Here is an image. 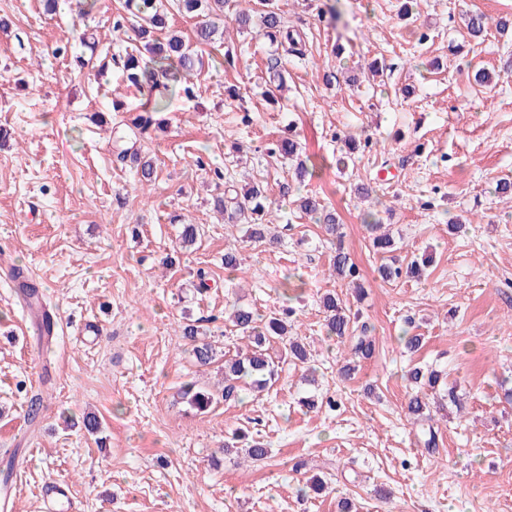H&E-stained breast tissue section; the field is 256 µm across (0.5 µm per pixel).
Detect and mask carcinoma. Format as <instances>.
<instances>
[{"label": "carcinoma", "mask_w": 512, "mask_h": 512, "mask_svg": "<svg viewBox=\"0 0 512 512\" xmlns=\"http://www.w3.org/2000/svg\"><path fill=\"white\" fill-rule=\"evenodd\" d=\"M227 3L228 0H174L168 6L164 0H124L121 11L113 16L112 27L115 30H133L142 46L123 55L113 56V61L121 66L126 86L141 92L144 100L130 109L125 102L115 99L112 108L117 112L130 113L126 126L131 131L144 136L150 134L154 125L163 127V120L155 118V115L164 111L173 92L178 90L188 98L193 97L190 77L202 64V59L182 36L163 35L168 26V7L199 18L195 28L196 41L209 44L213 42L218 29L216 19L223 16ZM235 21L241 29H254L264 39L280 45L285 55L297 58L305 56L304 41L300 35L288 29L278 7L264 3L254 16L248 10L241 9L236 12ZM489 26L490 20L485 14L475 13L469 17L467 33L473 38H481ZM300 153V144L290 137L277 141L274 147L268 149V155H279L288 160L299 157ZM119 159L133 165L140 185L152 184L156 168L152 161L141 156L139 150L128 147L120 152ZM297 207L323 225L327 234L341 236L336 213L327 209L319 197L309 194L301 196L297 200ZM214 209L224 215L226 224L250 225L248 238L251 241L261 242L265 239L266 225L260 223V220L271 213V202L263 185L255 183L237 189L231 198L225 195L217 197L214 199ZM171 223L181 224L180 247L191 246L199 239L200 225L187 222L180 215L172 216ZM377 272L385 282H393L404 276L418 278L422 275V269L415 260L404 268L382 264ZM332 276L350 280L357 276L355 264L341 247L336 249L333 257ZM320 304L326 313L327 334L350 341L346 363L341 367V373L348 377L355 372L361 360L373 356L374 340L368 336L367 325L363 324L358 329L354 327L355 321L351 319L350 310L336 294H324L320 297ZM232 326L240 333V339L246 342V349H240L235 356L224 360V386L211 391L194 382H186L181 387L180 398L200 412L220 401L238 400L240 380L244 378L250 379L251 385L258 390H264L274 383L278 372L275 364L264 352V347L273 340L284 343L285 352L290 359L307 363V352L297 339L290 336L288 319L283 315H262L251 308L238 306L233 311ZM181 332L192 342V354L198 364L206 366L215 362L217 353L211 343L199 338L201 329L197 321L183 324ZM408 378L416 384L433 388L440 375L435 370L424 371L415 367L408 372ZM426 409L427 403L420 393L417 392L409 398L407 414L414 421L423 420Z\"/></svg>", "instance_id": "1"}]
</instances>
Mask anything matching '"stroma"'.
<instances>
[{
  "label": "stroma",
  "mask_w": 512,
  "mask_h": 512,
  "mask_svg": "<svg viewBox=\"0 0 512 512\" xmlns=\"http://www.w3.org/2000/svg\"><path fill=\"white\" fill-rule=\"evenodd\" d=\"M276 2L309 49L288 60L277 105L265 83L275 46L230 20L223 41L197 48L195 100L172 97L165 129L138 140L112 101L134 106L140 93L117 69L99 70L136 44L112 30L121 0H95L82 18L76 0H59L52 15L42 0H0L11 22L0 29V261L28 269L57 322L49 348L39 347L23 303L0 281V461H18L6 512H49L42 490L55 481L68 484L77 512H340L344 500L354 512H512V404L502 399L512 388V199L494 192L512 178V77L475 80L512 57V32L490 30L479 44L464 26L469 12L512 24V0H414L406 17L404 0ZM228 46L237 68L220 64ZM77 56L89 65L75 68ZM374 60L383 75L369 74ZM288 134L308 168L300 183L294 162L266 152ZM135 141L157 167L145 189L117 160ZM198 156L231 182L267 186L278 245L249 241L245 225L214 212L224 189L195 166ZM294 182L335 210L340 242L281 196ZM173 214L204 229L178 256ZM367 215L391 233V252L373 249ZM340 247L363 298L329 276ZM228 251L242 265L232 277ZM414 259L422 279L387 283L377 273ZM329 291L376 341L348 377V342L325 334L319 299ZM234 304L292 309L315 379L304 381L273 343L271 388L191 411L177 398L181 384L221 386L222 365L197 366L181 327L201 320L217 350L236 352ZM413 334L423 343L410 352L403 339ZM417 366L443 375L426 425L406 415ZM35 395L43 410L32 424ZM90 412L105 445L81 424ZM236 429L262 441L268 459L225 453ZM307 475L328 492H303Z\"/></svg>",
  "instance_id": "obj_1"
}]
</instances>
